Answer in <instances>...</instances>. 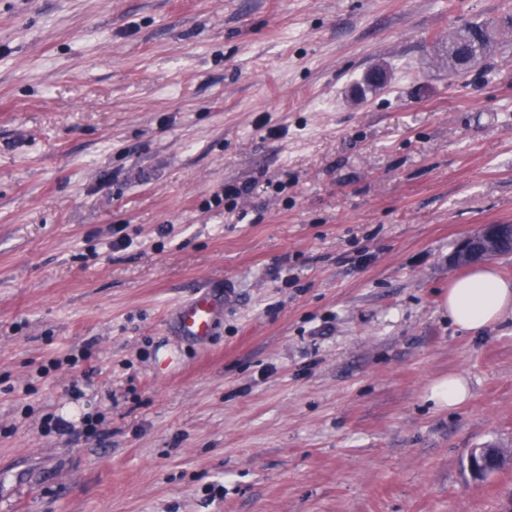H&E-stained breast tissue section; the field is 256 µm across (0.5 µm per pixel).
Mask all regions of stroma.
Here are the masks:
<instances>
[{"mask_svg":"<svg viewBox=\"0 0 512 512\" xmlns=\"http://www.w3.org/2000/svg\"><path fill=\"white\" fill-rule=\"evenodd\" d=\"M508 16L0 0V512H512V320L440 309L456 243L512 223V27L453 77L448 39ZM222 307L220 299L209 292L200 293L171 314L173 327L180 336L205 343L214 334ZM428 391L430 400L448 410L459 407L470 397L469 382L461 374H452L436 380ZM476 464L473 465V461ZM506 463L505 455L499 448H474L470 450L468 456V467L478 473L495 472L504 467Z\"/></svg>","mask_w":512,"mask_h":512,"instance_id":"stroma-1","label":"stroma"}]
</instances>
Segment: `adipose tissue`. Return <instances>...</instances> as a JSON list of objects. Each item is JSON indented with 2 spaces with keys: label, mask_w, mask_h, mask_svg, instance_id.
Instances as JSON below:
<instances>
[{
  "label": "adipose tissue",
  "mask_w": 512,
  "mask_h": 512,
  "mask_svg": "<svg viewBox=\"0 0 512 512\" xmlns=\"http://www.w3.org/2000/svg\"><path fill=\"white\" fill-rule=\"evenodd\" d=\"M442 311L458 329L476 334L512 317V281L487 264L455 278L440 300Z\"/></svg>",
  "instance_id": "obj_1"
}]
</instances>
